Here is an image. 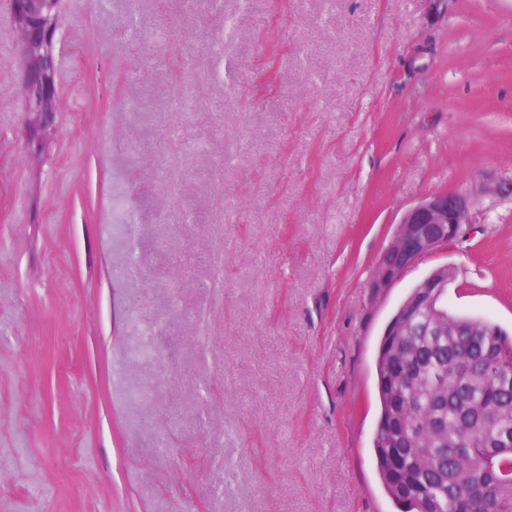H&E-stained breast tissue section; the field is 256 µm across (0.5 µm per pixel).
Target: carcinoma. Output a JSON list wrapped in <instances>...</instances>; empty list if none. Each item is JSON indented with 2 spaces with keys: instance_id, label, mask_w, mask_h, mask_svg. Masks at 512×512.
<instances>
[{
  "instance_id": "obj_1",
  "label": "carcinoma",
  "mask_w": 512,
  "mask_h": 512,
  "mask_svg": "<svg viewBox=\"0 0 512 512\" xmlns=\"http://www.w3.org/2000/svg\"><path fill=\"white\" fill-rule=\"evenodd\" d=\"M381 338L374 456L402 512H512V337L487 319L403 307Z\"/></svg>"
}]
</instances>
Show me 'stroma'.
<instances>
[{"label": "stroma", "instance_id": "obj_1", "mask_svg": "<svg viewBox=\"0 0 512 512\" xmlns=\"http://www.w3.org/2000/svg\"><path fill=\"white\" fill-rule=\"evenodd\" d=\"M0 0V512H400L375 359L432 269L512 336V0ZM478 232L367 284L406 209ZM57 0H11L14 33L21 46L25 79L23 88L28 112H57L58 41ZM52 4L50 11L48 5Z\"/></svg>", "mask_w": 512, "mask_h": 512}]
</instances>
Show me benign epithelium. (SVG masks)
<instances>
[{"instance_id":"benign-epithelium-1","label":"benign epithelium","mask_w":512,"mask_h":512,"mask_svg":"<svg viewBox=\"0 0 512 512\" xmlns=\"http://www.w3.org/2000/svg\"><path fill=\"white\" fill-rule=\"evenodd\" d=\"M56 0H11L14 33L21 46L25 79L23 91L29 112H57L58 41ZM475 200L459 193H440L408 208L384 251L368 287L378 299L422 258L448 247L473 231ZM453 271L448 266L434 269L419 284L426 301L434 300L437 289L448 287Z\"/></svg>"}]
</instances>
